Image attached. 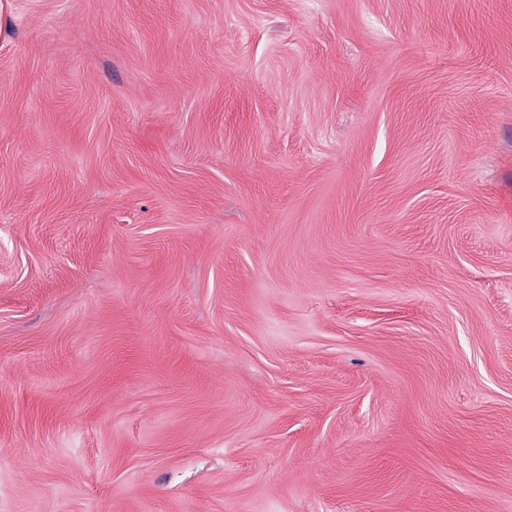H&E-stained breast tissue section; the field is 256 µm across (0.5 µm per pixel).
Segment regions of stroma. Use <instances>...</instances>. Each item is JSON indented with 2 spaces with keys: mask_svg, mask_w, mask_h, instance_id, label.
<instances>
[{
  "mask_svg": "<svg viewBox=\"0 0 512 512\" xmlns=\"http://www.w3.org/2000/svg\"><path fill=\"white\" fill-rule=\"evenodd\" d=\"M0 512H512V0H9Z\"/></svg>",
  "mask_w": 512,
  "mask_h": 512,
  "instance_id": "1",
  "label": "stroma"
}]
</instances>
